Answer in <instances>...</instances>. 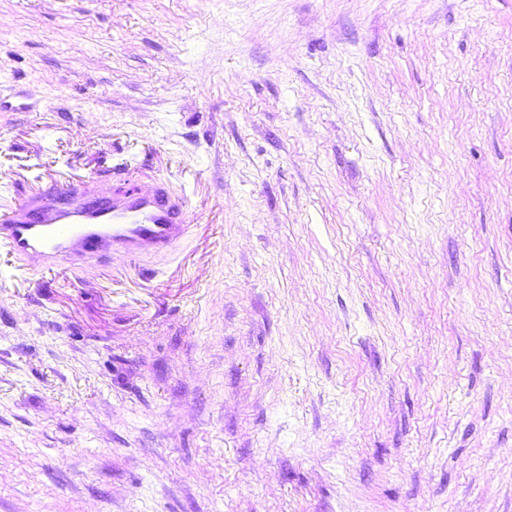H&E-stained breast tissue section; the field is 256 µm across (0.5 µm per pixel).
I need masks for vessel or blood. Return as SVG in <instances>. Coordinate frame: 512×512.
<instances>
[{
	"label": "vessel or blood",
	"instance_id": "1",
	"mask_svg": "<svg viewBox=\"0 0 512 512\" xmlns=\"http://www.w3.org/2000/svg\"><path fill=\"white\" fill-rule=\"evenodd\" d=\"M184 202L164 188L113 197L96 186L62 183L0 208V246L26 269L51 270L121 251L137 257L172 247L187 232Z\"/></svg>",
	"mask_w": 512,
	"mask_h": 512
}]
</instances>
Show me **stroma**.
Segmentation results:
<instances>
[{"mask_svg": "<svg viewBox=\"0 0 512 512\" xmlns=\"http://www.w3.org/2000/svg\"><path fill=\"white\" fill-rule=\"evenodd\" d=\"M68 180L190 229L0 250V512H512V0H0V206Z\"/></svg>", "mask_w": 512, "mask_h": 512, "instance_id": "stroma-1", "label": "stroma"}]
</instances>
